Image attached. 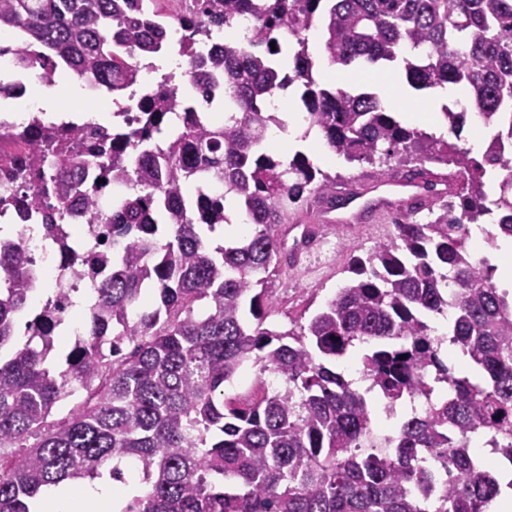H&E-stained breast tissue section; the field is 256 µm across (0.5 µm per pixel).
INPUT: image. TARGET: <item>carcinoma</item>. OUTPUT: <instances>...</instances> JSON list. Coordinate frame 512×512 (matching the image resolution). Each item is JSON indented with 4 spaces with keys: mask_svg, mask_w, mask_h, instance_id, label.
Instances as JSON below:
<instances>
[{
    "mask_svg": "<svg viewBox=\"0 0 512 512\" xmlns=\"http://www.w3.org/2000/svg\"><path fill=\"white\" fill-rule=\"evenodd\" d=\"M249 13V44L211 45L214 31ZM165 18L157 0H0V31L21 34L20 62L36 45L52 74L112 93L138 80L141 60L170 51ZM177 21L181 76L197 96L165 73L111 135L34 118L0 151L15 184L0 209L41 214L62 251L76 203L102 245L112 238V252L71 259L97 288L62 369L55 336L68 321L57 307L43 306L15 344L33 280L24 247L0 243V512H35L42 491L105 469L115 480L139 475L120 512H423L428 499L440 512H488L501 493L497 469L480 465L471 442L483 436L512 466V292L468 250L462 226L495 213L488 244L512 238V0H195ZM319 24L321 55L342 71L399 61L416 90L464 87L465 104L444 116L457 138L470 120L494 131L482 160L402 126L374 93L323 86L308 47ZM220 78L233 88L222 122L197 110ZM294 84L308 128L346 161L380 167L417 154L464 180L427 223L394 218L395 234L351 258L335 295L283 330L267 322L281 227L313 202L336 210V178L303 151L258 150L270 127L287 128L269 102ZM173 115L179 131L162 142ZM51 157L63 168L50 169ZM212 179L223 195L206 194ZM106 183L128 189L109 218L97 215ZM234 222L238 238L211 247L204 232ZM447 342L480 380L448 366ZM352 350L362 390L336 365ZM247 367L255 384L225 396ZM268 373L280 389L265 388ZM79 388L86 397L50 419ZM371 394L390 416L415 396L426 406L373 437Z\"/></svg>",
    "mask_w": 512,
    "mask_h": 512,
    "instance_id": "obj_1",
    "label": "carcinoma"
}]
</instances>
